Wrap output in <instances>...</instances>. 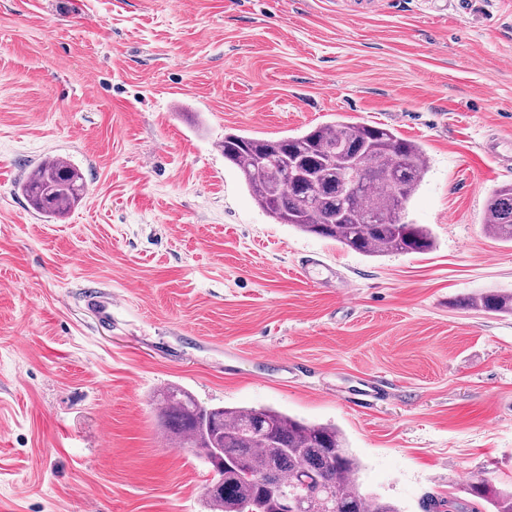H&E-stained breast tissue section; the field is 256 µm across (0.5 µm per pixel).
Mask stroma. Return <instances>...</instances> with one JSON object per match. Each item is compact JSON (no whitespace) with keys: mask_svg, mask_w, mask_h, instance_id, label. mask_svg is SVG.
<instances>
[{"mask_svg":"<svg viewBox=\"0 0 512 512\" xmlns=\"http://www.w3.org/2000/svg\"><path fill=\"white\" fill-rule=\"evenodd\" d=\"M340 122L424 147L407 213L432 251L273 223L220 148ZM499 137L512 0H0V507L203 512L209 468L159 423L170 386L339 426L402 512L512 488V316L458 304L512 291L481 222L512 183ZM48 158L85 182L55 222L18 189ZM91 288L120 300L111 329ZM370 377L389 396L353 401Z\"/></svg>","mask_w":512,"mask_h":512,"instance_id":"1","label":"stroma"}]
</instances>
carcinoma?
<instances>
[{
	"label": "carcinoma",
	"instance_id": "cac0c4a2",
	"mask_svg": "<svg viewBox=\"0 0 512 512\" xmlns=\"http://www.w3.org/2000/svg\"><path fill=\"white\" fill-rule=\"evenodd\" d=\"M221 149L278 224L368 257L435 248L428 227L406 221L407 204L429 170L426 151L389 128L343 122L277 140L228 131ZM21 190L37 213L56 219L82 199L84 182L70 163L52 158ZM483 223L512 243V184L492 189ZM459 305L512 315V292H480ZM159 405L179 446L210 466L213 477L202 492L207 512H400L361 490V462L332 425L270 408L204 406L178 386L161 394ZM469 491L492 512H512V490L480 478Z\"/></svg>",
	"mask_w": 512,
	"mask_h": 512
}]
</instances>
